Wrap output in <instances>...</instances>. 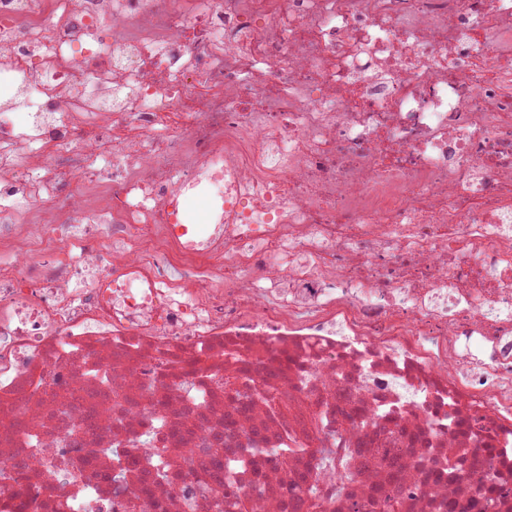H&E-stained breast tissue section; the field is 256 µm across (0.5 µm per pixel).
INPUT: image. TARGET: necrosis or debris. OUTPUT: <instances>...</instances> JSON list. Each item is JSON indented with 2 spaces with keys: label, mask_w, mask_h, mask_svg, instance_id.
Here are the masks:
<instances>
[{
  "label": "necrosis or debris",
  "mask_w": 512,
  "mask_h": 512,
  "mask_svg": "<svg viewBox=\"0 0 512 512\" xmlns=\"http://www.w3.org/2000/svg\"><path fill=\"white\" fill-rule=\"evenodd\" d=\"M45 210L0 505L512 512V0H0V252ZM224 224V208L211 196L199 193L184 211L180 210L176 224H170L177 236H188L191 233L201 234L213 225Z\"/></svg>",
  "instance_id": "4bbe7bcc"
}]
</instances>
